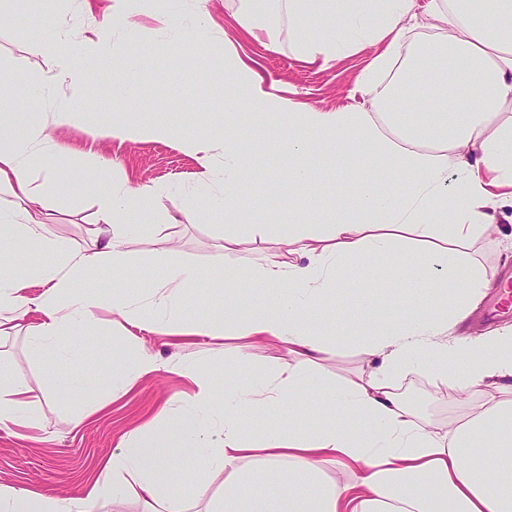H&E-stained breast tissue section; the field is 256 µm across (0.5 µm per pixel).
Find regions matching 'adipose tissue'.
Returning a JSON list of instances; mask_svg holds the SVG:
<instances>
[{"instance_id": "ef3b65f1", "label": "adipose tissue", "mask_w": 512, "mask_h": 512, "mask_svg": "<svg viewBox=\"0 0 512 512\" xmlns=\"http://www.w3.org/2000/svg\"><path fill=\"white\" fill-rule=\"evenodd\" d=\"M134 2L114 0L103 32L80 60L64 53L55 11L43 13V34L31 50L55 55L58 73L51 81L27 78L24 97L52 104L53 110L31 113L20 126L0 123V187L17 201L15 208L0 209V338L16 333L15 315L35 314L27 327L30 353L46 365L50 390L78 399L71 412L76 424L149 375L174 371L194 390L123 441L85 497L47 498L0 485V512H94L99 505H123L131 483L140 512H512V329L453 342L446 336L449 324L465 319L487 286L468 252L495 231L496 207L512 202V117L503 114L512 103V0H430L446 49L422 63L430 83L451 100L471 81L485 86L488 95L473 105L429 113L421 122L411 117L414 82H390L378 98L404 103L391 116L400 130L395 137L366 109L324 111L278 95L233 43H225V85L250 110L276 115L288 131L291 181L313 183L318 158L350 144L369 153L376 170L351 187L358 220L289 225L278 250L229 273L235 287L261 291L260 302L235 314L197 317L189 316L180 300L184 285L197 277L186 264L169 267L142 300L117 292L107 300L85 287L105 268L129 266L131 247L142 234L141 217L163 205L160 189L106 179L104 161L85 157L80 166L98 188L101 240L74 250L49 232V215L33 188L38 172L47 184H59L49 165L58 146L46 132L48 124L93 114L86 99L67 101L63 95L88 85V60L104 50L108 29L123 28L130 68H146L151 58L168 54V41L142 43L129 19ZM244 2L240 29L263 39L269 50L279 38L274 16L333 17L334 25L315 34L296 33L307 63L327 67L365 44L382 45L361 77L365 85L399 55L406 38L402 22L415 5L414 0ZM224 160L222 193L209 203L228 213L243 207L251 185L242 178L237 150L225 148ZM393 172L403 180L401 189L387 180ZM405 233L412 244L402 291L413 313L390 319L379 314L375 296H364L359 321L375 330L361 345L373 362L369 373L344 383L320 376L316 368L333 349V328L312 316V309L335 294L350 263L397 257ZM107 303L139 330L276 341L299 362L267 373L260 384L234 380L221 391L194 364L164 362L131 347L112 357L95 379L81 367L79 346L96 338V313ZM416 361L426 362L437 385L466 409L445 430L419 423L397 393L398 374ZM298 392L320 399L318 411L302 421L283 407L284 395ZM28 393L11 362L0 356V429H39ZM270 411L281 412V421L263 428L248 424L249 415ZM180 448L199 463L200 474L190 484L177 472ZM484 453L497 457L496 471L477 463ZM338 466L354 470L352 486L340 490L330 480L329 470ZM215 474L224 477L219 497L210 495L207 483Z\"/></svg>"}]
</instances>
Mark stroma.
<instances>
[{"label": "stroma", "mask_w": 512, "mask_h": 512, "mask_svg": "<svg viewBox=\"0 0 512 512\" xmlns=\"http://www.w3.org/2000/svg\"><path fill=\"white\" fill-rule=\"evenodd\" d=\"M109 0H56L55 10L62 27L73 34L74 57H81L83 41L94 38ZM241 0H210V17L214 25V41L208 53L192 52L187 30H169L144 0L133 17L144 40L167 36L172 43L170 56L154 60L148 72L141 73L124 65L118 52L122 34L112 31L109 51L99 68L100 80L93 82L86 95L89 104L101 113L105 123L134 120L165 121L172 109L187 116L183 134L193 137L197 127L193 115L209 112L216 126L233 122L238 126L240 150L253 172V193L248 208L236 213L209 215L206 199L200 197L203 168L196 155L187 152L175 140L119 142L85 124L52 128L51 137L61 149L55 159L57 176L66 183L68 195L46 196L54 222L50 229L74 248L91 242V232L99 222L94 204L96 189L80 174L76 154H96L106 162L113 178L127 180L130 186H156L166 192L162 211L145 216L148 229L134 246V260L129 271L105 269L86 283L87 289L105 294L120 289L126 293L145 294L161 279L170 263L194 266L200 278L187 286L182 295L186 309L196 310L200 298H207L215 311L224 307H240L244 295L229 289L225 273L259 263L267 243L244 240L237 251L224 252L225 231L237 230L243 224H270L277 232H287L292 224H319L350 216L354 203L348 185L370 171L367 157L345 155L336 167H324L321 182L314 192L288 181V144L279 135V126L250 111L218 79L224 66V44L235 43L246 63H258L276 83L277 94L302 104L320 108L348 109L364 107L385 120L387 105L378 102L376 89L392 79V71L380 74L375 85L362 87L357 80L367 69L375 53L366 48L337 59L333 66L308 64L298 58L292 35L282 33L277 50H266L245 37L236 19ZM42 32L41 17L36 13L17 19L11 12L0 15V117L22 116L25 107L23 85L27 76L52 79L58 69L55 56L31 55L29 46ZM144 82L150 87L148 103L135 104L116 94L118 85ZM495 233L482 238L472 250V257L485 270L490 281L476 309L465 322L452 326L449 339L485 335L512 327V312L498 314L494 299L505 279H512V207L495 212ZM371 273L358 264L346 272L355 282L356 291H337L331 301L336 312L352 316L361 293L372 284L373 276H387L382 261L371 263ZM108 335L105 344H87L83 367L99 374L106 361L124 351L126 338L114 323L111 309L97 314ZM361 337L337 323L333 337L335 352L323 362L321 370L333 379L354 378L369 372L370 362L358 344ZM239 340L197 337L185 346L184 356L200 364L205 375L215 384H224L229 371H236L247 382H255L266 371L293 363L286 346L277 342L253 344L246 364L236 362ZM0 355L9 358L17 378L30 389V400L36 409L41 428L37 431L0 430V483L17 488H30L50 498L71 499L84 496L97 476L101 463L111 457L121 438L132 431L143 418L155 414L171 399L190 392L189 381L175 373H162L138 380L123 396L82 425H73L68 414L73 401L62 393H49L44 383L45 367L32 358L25 334L0 338ZM405 391L421 395L419 408L422 422L444 426L461 408L448 392L437 389L426 363H416L398 377Z\"/></svg>", "instance_id": "obj_1"}]
</instances>
